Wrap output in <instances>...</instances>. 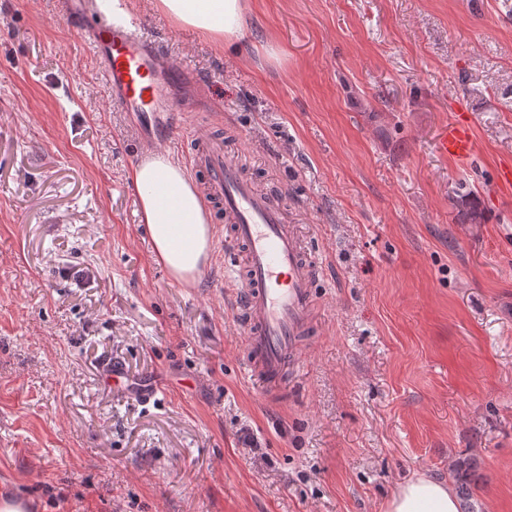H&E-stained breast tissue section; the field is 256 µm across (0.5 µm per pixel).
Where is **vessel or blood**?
Returning a JSON list of instances; mask_svg holds the SVG:
<instances>
[{
    "mask_svg": "<svg viewBox=\"0 0 512 512\" xmlns=\"http://www.w3.org/2000/svg\"><path fill=\"white\" fill-rule=\"evenodd\" d=\"M64 12L93 52L113 102L142 113L149 127L168 134L176 107L167 90L185 73L168 62L158 40L136 17L118 14L112 0H64ZM473 125L470 113H456L440 132L441 155L472 157ZM186 134L201 192L223 217L224 271L244 328L247 366L272 399L308 349L322 261L306 249L285 205L259 190L227 158L222 138L202 125L189 126ZM102 371L120 390L152 398V391L136 387L120 365L106 364Z\"/></svg>",
    "mask_w": 512,
    "mask_h": 512,
    "instance_id": "1",
    "label": "vessel or blood"
}]
</instances>
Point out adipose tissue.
I'll list each match as a JSON object with an SVG mask.
<instances>
[{
  "mask_svg": "<svg viewBox=\"0 0 512 512\" xmlns=\"http://www.w3.org/2000/svg\"><path fill=\"white\" fill-rule=\"evenodd\" d=\"M180 24L213 39L237 34L243 26L242 0H158ZM157 258L177 280L193 279L207 261L213 240L210 212L194 179L176 159L153 154L128 174ZM386 512H460L447 483L425 475L411 480L390 498Z\"/></svg>",
  "mask_w": 512,
  "mask_h": 512,
  "instance_id": "obj_1",
  "label": "adipose tissue"
}]
</instances>
